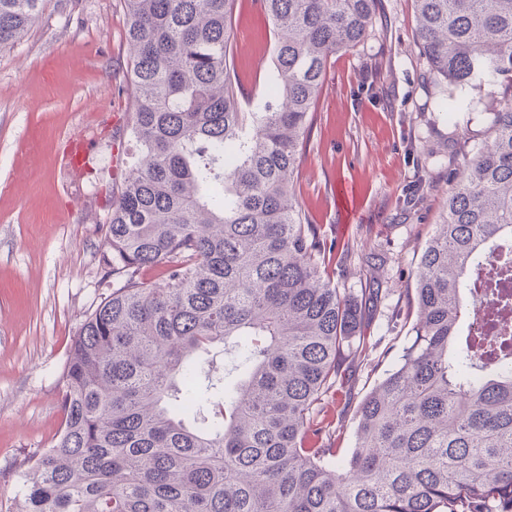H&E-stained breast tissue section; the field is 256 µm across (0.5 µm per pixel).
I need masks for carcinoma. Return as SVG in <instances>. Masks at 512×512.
<instances>
[{"label":"carcinoma","instance_id":"carcinoma-1","mask_svg":"<svg viewBox=\"0 0 512 512\" xmlns=\"http://www.w3.org/2000/svg\"><path fill=\"white\" fill-rule=\"evenodd\" d=\"M41 2L0 0V47ZM236 2L123 0L135 95L102 225L112 292L73 341L60 432L19 471L15 512H512V332L470 318L512 308V96L422 250L410 344L338 448L318 406L383 288H336L292 185L327 61L365 40L376 0H255L276 41L254 112L230 73ZM414 5L442 111L512 82V0Z\"/></svg>","mask_w":512,"mask_h":512}]
</instances>
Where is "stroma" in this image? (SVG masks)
<instances>
[{
  "instance_id": "35a3bbf8",
  "label": "stroma",
  "mask_w": 512,
  "mask_h": 512,
  "mask_svg": "<svg viewBox=\"0 0 512 512\" xmlns=\"http://www.w3.org/2000/svg\"><path fill=\"white\" fill-rule=\"evenodd\" d=\"M415 30L412 0H377L364 42L327 64L294 177L308 222L336 244V285L354 298L377 277L389 290L361 356L343 361L346 391L323 401L342 421L344 448L354 445L358 402L410 340L406 291L462 156L488 143L490 114L512 94L504 83L484 86L456 119L437 112L447 85L430 73ZM125 42L120 0H43L26 36L0 48V512L13 510L20 464L61 428L59 383L73 339L112 284L98 226L130 119ZM273 42L253 0H238L230 53L242 89L267 86ZM78 136L96 150L76 175L59 159ZM344 184L353 189L348 215L337 201ZM369 253L379 265L362 263Z\"/></svg>"
}]
</instances>
